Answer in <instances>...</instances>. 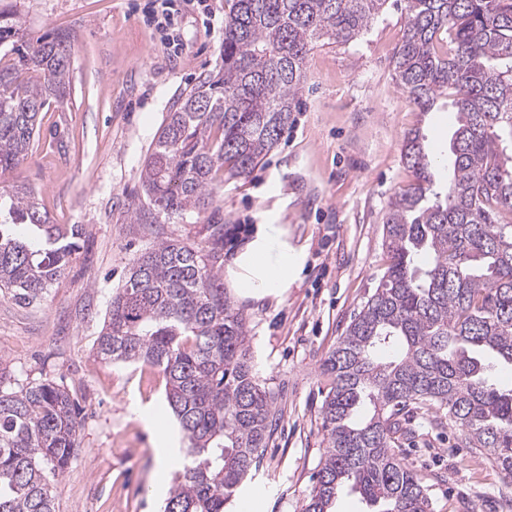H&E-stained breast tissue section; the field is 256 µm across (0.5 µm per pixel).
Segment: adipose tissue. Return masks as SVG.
Listing matches in <instances>:
<instances>
[{
    "label": "adipose tissue",
    "instance_id": "ef3b65f1",
    "mask_svg": "<svg viewBox=\"0 0 512 512\" xmlns=\"http://www.w3.org/2000/svg\"><path fill=\"white\" fill-rule=\"evenodd\" d=\"M303 259V251L289 248L281 225L262 224L236 256L232 274L249 297H279L294 282Z\"/></svg>",
    "mask_w": 512,
    "mask_h": 512
}]
</instances>
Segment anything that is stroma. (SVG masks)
<instances>
[{"mask_svg": "<svg viewBox=\"0 0 512 512\" xmlns=\"http://www.w3.org/2000/svg\"><path fill=\"white\" fill-rule=\"evenodd\" d=\"M28 39L71 35V101L49 110L38 145L0 187L34 188L53 223L81 228L65 275L31 304L0 292V389L51 379L81 408L80 448L54 480L57 512H163L155 447L137 411L165 403L162 373L97 359L96 340L112 294L154 243L202 244L207 225L237 224L225 263L258 225L283 226L306 260L281 299L224 290L245 314L253 362L271 392L275 425L257 466L224 512H303L326 443L320 407L330 388L322 364L375 292L387 264L384 216L413 180L401 159L405 134L421 128L426 149L447 150L455 123L450 97L420 112L397 86L391 57L404 26V0H387L370 29L348 43L319 41L278 145L245 177L221 184L216 211L136 224L141 171L181 93L221 63L224 15L213 30L183 7L181 52L167 48L134 0H11ZM399 456L429 487L431 512H512V477L485 455L456 445L450 425L407 416Z\"/></svg>", "mask_w": 512, "mask_h": 512, "instance_id": "35a3bbf8", "label": "stroma"}]
</instances>
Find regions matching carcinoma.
Returning <instances> with one entry per match:
<instances>
[{
    "mask_svg": "<svg viewBox=\"0 0 512 512\" xmlns=\"http://www.w3.org/2000/svg\"><path fill=\"white\" fill-rule=\"evenodd\" d=\"M386 0H234L224 17V68L179 102L148 153L142 186L155 215L201 213L215 175L244 177L278 143L322 39L350 42ZM0 173L40 137L41 113L71 90V38L33 43L0 9ZM396 83L422 112L452 94V175L435 187L420 130L401 157L414 183L384 220L388 265L374 294L322 364L327 443L304 512H331L347 487L371 512H430L428 487L395 452L407 407L448 419L465 448L512 476V388L492 364L512 365V0H405L392 55ZM0 289L29 305L79 249L76 225L51 223L38 193L0 192ZM236 224L207 225L208 245L162 241L137 257L112 296L96 356L142 363L165 379L186 463L164 512H224L257 464L272 426L245 315L224 292V244ZM80 447L78 405L51 379L0 389V512H56L52 478Z\"/></svg>",
    "mask_w": 512,
    "mask_h": 512,
    "instance_id": "1",
    "label": "carcinoma"
}]
</instances>
